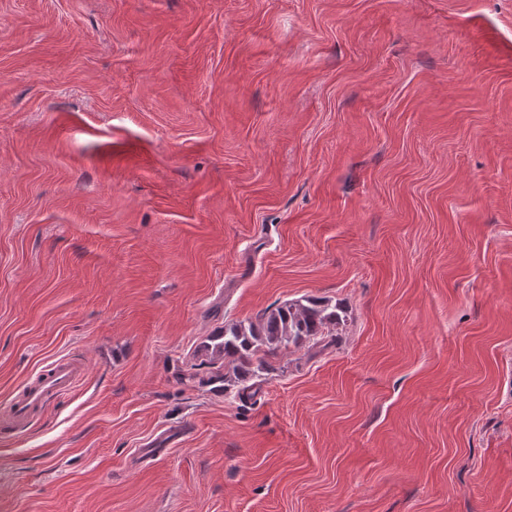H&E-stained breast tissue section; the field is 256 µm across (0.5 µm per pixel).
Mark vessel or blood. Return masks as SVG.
<instances>
[{"instance_id":"obj_1","label":"vessel or blood","mask_w":512,"mask_h":512,"mask_svg":"<svg viewBox=\"0 0 512 512\" xmlns=\"http://www.w3.org/2000/svg\"><path fill=\"white\" fill-rule=\"evenodd\" d=\"M82 374L73 358H60L41 368L10 400L0 434L7 435L27 426L39 417L50 402L71 392Z\"/></svg>"}]
</instances>
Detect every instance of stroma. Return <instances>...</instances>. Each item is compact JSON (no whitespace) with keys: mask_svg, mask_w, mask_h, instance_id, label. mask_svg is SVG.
Wrapping results in <instances>:
<instances>
[{"mask_svg":"<svg viewBox=\"0 0 512 512\" xmlns=\"http://www.w3.org/2000/svg\"><path fill=\"white\" fill-rule=\"evenodd\" d=\"M63 356L0 512H512V0H0V414ZM343 313L340 305L305 298L265 312L258 325H224L194 351V356L201 358L194 366L207 365L208 370L190 373L186 379L225 391L238 386L235 384L277 372L274 359L279 352L290 346H317L332 336L330 329L340 324Z\"/></svg>","mask_w":512,"mask_h":512,"instance_id":"1","label":"stroma"}]
</instances>
